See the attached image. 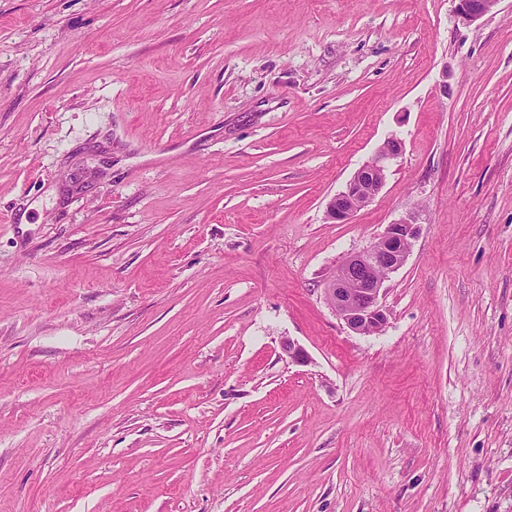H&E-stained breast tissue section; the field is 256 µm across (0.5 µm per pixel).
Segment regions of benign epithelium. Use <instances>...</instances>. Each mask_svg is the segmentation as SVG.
Segmentation results:
<instances>
[{
  "label": "benign epithelium",
  "instance_id": "1",
  "mask_svg": "<svg viewBox=\"0 0 512 512\" xmlns=\"http://www.w3.org/2000/svg\"><path fill=\"white\" fill-rule=\"evenodd\" d=\"M497 0H457V16L473 22L489 12ZM402 140L387 138L371 161L362 165L345 188L327 203L330 219L342 224L369 204L382 190L386 171L392 160L401 155ZM419 224L408 215L386 226L384 232L367 249L345 257L325 288L329 305L353 332L366 335L382 331L387 314L379 302L387 275L406 261ZM281 352L295 363H304L308 356L290 338L280 344Z\"/></svg>",
  "mask_w": 512,
  "mask_h": 512
}]
</instances>
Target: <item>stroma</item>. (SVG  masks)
<instances>
[{
	"instance_id": "obj_1",
	"label": "stroma",
	"mask_w": 512,
	"mask_h": 512,
	"mask_svg": "<svg viewBox=\"0 0 512 512\" xmlns=\"http://www.w3.org/2000/svg\"><path fill=\"white\" fill-rule=\"evenodd\" d=\"M455 7L0 0V512H512V0ZM497 0H457V16L465 22H473L489 12ZM402 140L388 137L371 161L362 165L345 188L327 203V214L336 224H342L369 204L382 190L386 171L392 160L401 155ZM419 224L408 215L392 224L367 249L345 257L325 288L329 305L353 332L382 331L387 314L379 302L387 275L406 261Z\"/></svg>"
}]
</instances>
